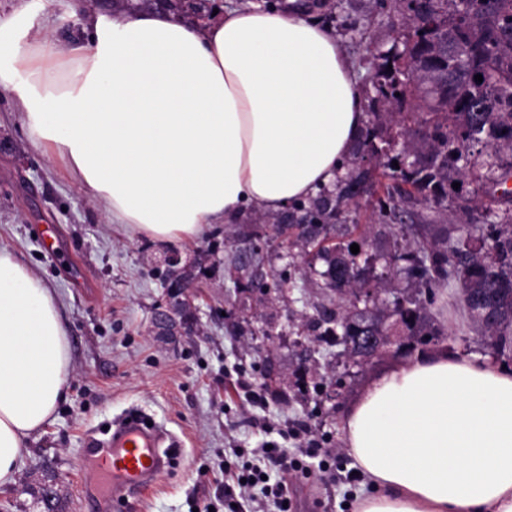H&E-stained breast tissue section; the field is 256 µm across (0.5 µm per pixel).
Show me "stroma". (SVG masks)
<instances>
[{
    "label": "stroma",
    "instance_id": "35a3bbf8",
    "mask_svg": "<svg viewBox=\"0 0 512 512\" xmlns=\"http://www.w3.org/2000/svg\"><path fill=\"white\" fill-rule=\"evenodd\" d=\"M56 18L55 41L81 30L85 15L117 13L120 0H49ZM403 0H323L315 13L332 28L353 59L364 96H373L379 53L398 36ZM335 239L358 242L350 224L368 232L378 255L367 276L391 278L380 299L393 301L408 280L390 275L383 259L390 227L365 203L340 208ZM241 226L220 224L200 237L161 245L129 238L110 223L96 201L80 190L56 162L34 147L12 101L0 97V246L13 249L54 289L71 343L72 374L57 417L24 451L16 484L0 492V512H46L41 497L52 491L55 512H85L91 472H80V453L89 434L104 430L126 412L150 416L178 442L163 478L126 512H201L212 504L225 512L222 465L236 448H258L279 440L289 426L305 427L337 463L314 464L303 478L283 475L297 512H355L357 480L340 461L347 451L340 419L370 380L400 357L389 351L365 365L343 397L315 409L312 391L298 389L295 371L307 365L310 378L326 371L327 348L314 338L298 340L316 287L300 249L269 255L266 267H288L292 278L283 296L259 300L243 293L228 271V259L243 247ZM180 255L192 273L193 317L181 336H160L154 319L169 306L162 262ZM457 289L438 285L430 314L441 336L431 349L451 348L475 359L495 351L475 332L456 305ZM272 327L274 338L258 347L254 329ZM261 363L275 373L286 399L266 407L249 404L234 390L238 371Z\"/></svg>",
    "mask_w": 512,
    "mask_h": 512
}]
</instances>
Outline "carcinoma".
I'll return each instance as SVG.
<instances>
[{
  "instance_id": "cac0c4a2",
  "label": "carcinoma",
  "mask_w": 512,
  "mask_h": 512,
  "mask_svg": "<svg viewBox=\"0 0 512 512\" xmlns=\"http://www.w3.org/2000/svg\"><path fill=\"white\" fill-rule=\"evenodd\" d=\"M401 21L410 61L402 67L379 65L373 79L374 102L380 111L372 113L362 146L375 166L389 179L384 194L377 197L384 217L396 216L402 203L440 205L448 199L452 184L470 179L481 184V199L467 198L458 208L482 207L497 210L499 221L448 227L440 237H430L428 224H401L394 231L391 261L406 263L403 271L417 279L422 289L404 298L406 305L368 316L357 310L356 300L370 287L365 279H343L358 265L357 256L369 263L370 240L360 232L363 249L353 254L342 245L326 246L335 230L332 221L340 205L356 189L372 183L368 169L354 168L336 184L337 193L320 190L309 202L295 208L304 212V224H280L276 214H260L271 233L255 234L253 256L262 263V252L279 238L295 237L315 252L310 269L320 261L324 270L322 289L336 294L337 309L314 307L307 317L327 346L341 340L354 361H367L356 338L379 330L398 317L411 340L409 349L426 345L439 336L428 320L433 303V286L442 282L461 284L459 302L473 325L489 333L496 351L512 358V195H495L493 187L512 176V0H406ZM483 81H475V75ZM412 136L406 150L412 160L404 163L390 157L382 144L390 126L385 116ZM398 166H393V163ZM288 266L262 273L250 281L261 295H280L288 285ZM332 385H344L343 374L331 367V374L313 384L316 401Z\"/></svg>"
}]
</instances>
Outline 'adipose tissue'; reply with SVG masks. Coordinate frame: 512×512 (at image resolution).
I'll use <instances>...</instances> for the list:
<instances>
[{
  "mask_svg": "<svg viewBox=\"0 0 512 512\" xmlns=\"http://www.w3.org/2000/svg\"><path fill=\"white\" fill-rule=\"evenodd\" d=\"M45 0L0 14V93L28 139L111 223L160 243L332 186L366 105L310 10L250 0L199 27L176 13L89 15L52 43ZM71 375L54 292L0 246V488L56 419ZM356 512H512V368L442 351L376 377L342 419Z\"/></svg>",
  "mask_w": 512,
  "mask_h": 512,
  "instance_id": "obj_1",
  "label": "adipose tissue"
}]
</instances>
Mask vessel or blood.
<instances>
[{
    "instance_id": "1",
    "label": "vessel or blood",
    "mask_w": 512,
    "mask_h": 512,
    "mask_svg": "<svg viewBox=\"0 0 512 512\" xmlns=\"http://www.w3.org/2000/svg\"><path fill=\"white\" fill-rule=\"evenodd\" d=\"M164 440V431L148 425L140 414L130 413L119 421L90 462L94 475L91 508L118 512L126 496L159 479L171 460L170 452L162 448Z\"/></svg>"
}]
</instances>
